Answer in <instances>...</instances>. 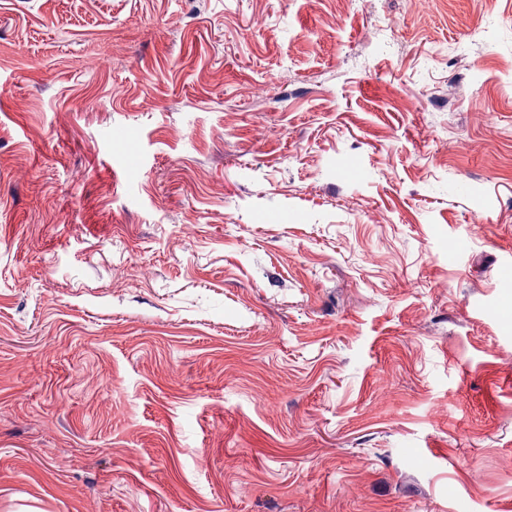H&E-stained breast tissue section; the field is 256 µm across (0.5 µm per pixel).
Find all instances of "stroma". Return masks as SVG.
<instances>
[{
    "label": "stroma",
    "instance_id": "obj_1",
    "mask_svg": "<svg viewBox=\"0 0 512 512\" xmlns=\"http://www.w3.org/2000/svg\"><path fill=\"white\" fill-rule=\"evenodd\" d=\"M506 309L512 0H0V512H512Z\"/></svg>",
    "mask_w": 512,
    "mask_h": 512
}]
</instances>
